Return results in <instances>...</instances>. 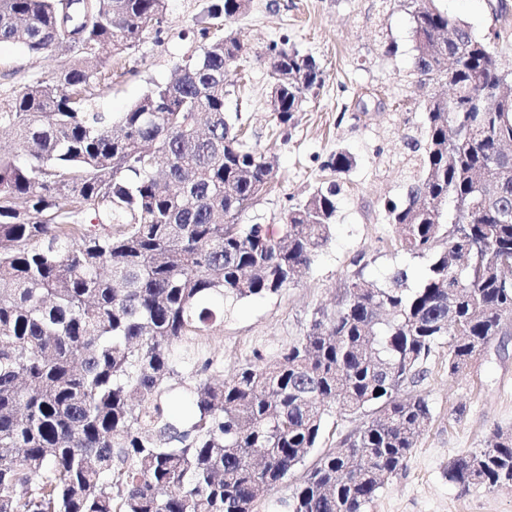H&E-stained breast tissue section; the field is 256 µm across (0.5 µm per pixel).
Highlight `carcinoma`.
I'll return each instance as SVG.
<instances>
[{
  "instance_id": "1",
  "label": "carcinoma",
  "mask_w": 512,
  "mask_h": 512,
  "mask_svg": "<svg viewBox=\"0 0 512 512\" xmlns=\"http://www.w3.org/2000/svg\"><path fill=\"white\" fill-rule=\"evenodd\" d=\"M87 6L73 45L62 0H0V43L55 54L54 74L0 103V512H260L318 448L326 415L370 418L324 454L288 512H364L406 466L431 420L421 395L432 348L448 373L478 359L512 316V77L497 53L435 0H409L415 70L429 90L419 170L408 203L388 209L401 249L427 260L417 288L399 270L357 276L334 309L262 365L211 382L212 362L186 349L224 302L297 282L329 238L334 191L318 190L281 224H240L274 179L224 110L245 52L229 32L186 55L177 78L115 116L96 64L137 46L165 0H70ZM249 0H220L199 22L229 21ZM269 103L285 129L324 84L310 56L269 47ZM353 164L344 151L325 168ZM453 204L452 221L443 207ZM94 213L97 223L80 215ZM189 371L190 421L166 410ZM448 480L512 485V432L459 455Z\"/></svg>"
}]
</instances>
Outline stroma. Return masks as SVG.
Listing matches in <instances>:
<instances>
[{
  "instance_id": "obj_1",
  "label": "stroma",
  "mask_w": 512,
  "mask_h": 512,
  "mask_svg": "<svg viewBox=\"0 0 512 512\" xmlns=\"http://www.w3.org/2000/svg\"><path fill=\"white\" fill-rule=\"evenodd\" d=\"M207 0H167L159 26L137 47L103 58L111 72L102 91L105 111H125L154 84L172 80L177 65L206 43L198 21ZM449 16L481 39H490L512 66V0H439ZM247 45L238 62L246 76L240 91L226 96V112L238 114L250 147L273 160L275 183L240 221L281 223L288 208L314 191L336 185V217L329 239L294 285L261 298L224 306V318L195 341L200 359L212 362L219 379L245 363L262 364L304 336L316 312L332 308L346 281L356 275L384 283L406 270L417 287L426 261L401 250L387 207L403 204L416 172L414 141L422 140L423 91L414 70L415 42L403 0H250L230 21ZM287 40L310 55L324 84L303 102L293 123L280 130L268 102L272 81L268 48ZM53 56L30 57L14 43H0V101L24 84L47 78ZM355 159L344 173L324 164L338 150ZM483 358L463 373H448V345L433 347L415 393L426 397L432 417L405 469L392 476L365 512H512V487L464 488L448 479L450 462L486 447L494 428L512 429V317L503 323Z\"/></svg>"
}]
</instances>
